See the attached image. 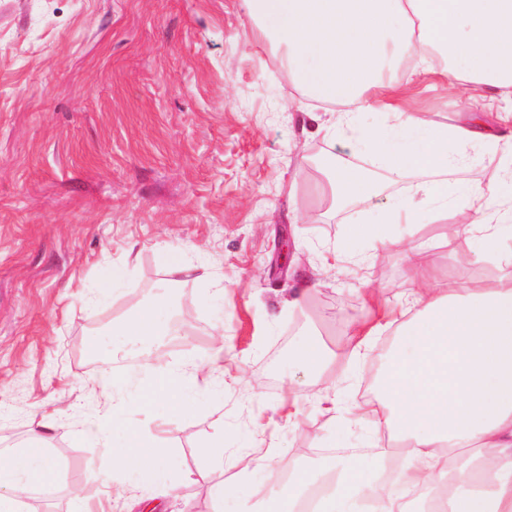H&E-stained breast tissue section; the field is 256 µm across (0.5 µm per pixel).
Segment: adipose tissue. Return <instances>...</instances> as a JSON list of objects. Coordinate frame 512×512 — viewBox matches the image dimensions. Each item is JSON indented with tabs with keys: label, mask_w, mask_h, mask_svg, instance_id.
<instances>
[{
	"label": "adipose tissue",
	"mask_w": 512,
	"mask_h": 512,
	"mask_svg": "<svg viewBox=\"0 0 512 512\" xmlns=\"http://www.w3.org/2000/svg\"><path fill=\"white\" fill-rule=\"evenodd\" d=\"M254 24L266 27L282 66L297 86L335 107V129L347 141L372 147L393 175L426 173L425 181L384 207L383 224H436L453 217L443 236L475 243L481 258L496 262L494 277L460 281L441 275L424 245L406 247L416 290L411 310H393L383 321L358 324L349 339L361 357L383 326H396L397 340L372 400L358 406L380 437L398 441L396 484L375 448L357 459L333 457L321 473L333 476L324 512H423V502L446 494L445 512H512V253H504L501 227L512 223V195L479 184L448 182L449 143L460 150L480 147L512 176V133L484 119L486 102L512 101V0H247ZM405 70L408 80L439 79L458 88L469 111L466 121H432L421 112H402L389 103L394 87L385 79ZM390 114L394 127L409 133L395 147L378 129L360 125L363 112ZM325 197L347 206L371 200L375 184L349 167L329 166ZM171 307L160 293L133 316L113 326L116 336L152 344L167 333L161 319ZM225 344L216 339L206 356L181 366H157L148 385L136 370L101 380L137 387L145 404L160 403L178 414L196 403L198 377L216 371ZM311 376L322 375L336 353L318 333L291 352ZM121 423L114 406L99 411L94 432L112 463V486L125 493L136 475L154 476L172 459L158 441L110 436ZM207 467L199 477L218 512L240 500L239 512H294L298 496L319 473L305 464H284L271 455L244 460L228 453L223 440L203 449ZM234 467L227 475L226 467ZM292 479L280 482L282 470ZM263 471L276 482L272 497L248 489L244 476ZM54 463L43 451L23 445L0 458V512H25L30 488L52 481Z\"/></svg>",
	"instance_id": "obj_1"
}]
</instances>
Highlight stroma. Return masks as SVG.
I'll use <instances>...</instances> for the list:
<instances>
[{"mask_svg": "<svg viewBox=\"0 0 512 512\" xmlns=\"http://www.w3.org/2000/svg\"><path fill=\"white\" fill-rule=\"evenodd\" d=\"M311 103L250 21L244 0H0V451L27 441L45 412L55 427L43 444L56 463L34 485L27 512H72L76 497L107 512H213L198 471L199 450L216 437L255 455L300 448H368L371 424L349 409L372 397L393 333L374 337L360 360L337 357L321 378L290 360L317 328L343 344L371 301L400 307L411 280L403 243L428 242L445 275L490 277L495 268L465 241L446 246L444 224H387L400 247L376 250L348 239L356 216L375 221L418 172L393 181L380 158L334 132L310 136ZM403 103L440 123L465 116L460 93L411 83ZM448 179L512 192L498 160L459 155ZM382 180L359 213L329 210L318 191L325 156ZM314 215L291 223L290 201ZM293 242L280 254L278 239ZM183 250L209 278L177 280L165 253ZM126 271L101 304L90 291ZM313 286L305 315L281 307L295 281ZM172 288L169 319L184 327L152 351L154 364L205 355L216 328L231 344L224 385L203 387L194 413L141 409L126 391L115 432L150 427L175 458L156 483L108 495L110 464L85 434L105 404L98 382L113 361L134 362L140 341L110 333L161 286ZM223 293H216V286ZM338 386L337 405L317 389Z\"/></svg>", "mask_w": 512, "mask_h": 512, "instance_id": "35a3bbf8", "label": "stroma"}]
</instances>
